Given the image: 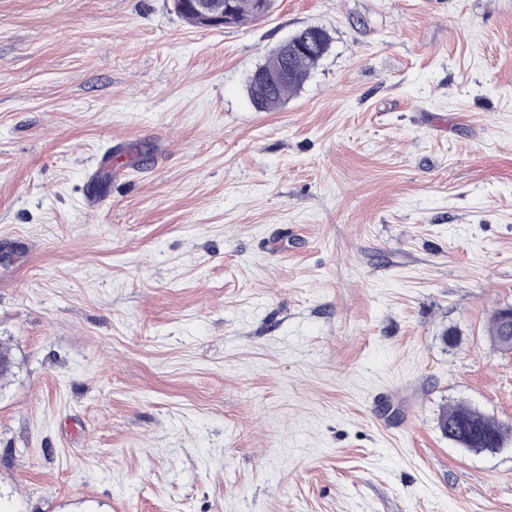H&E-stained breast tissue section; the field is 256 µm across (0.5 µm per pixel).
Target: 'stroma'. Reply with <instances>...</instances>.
I'll list each match as a JSON object with an SVG mask.
<instances>
[{"label": "stroma", "mask_w": 512, "mask_h": 512, "mask_svg": "<svg viewBox=\"0 0 512 512\" xmlns=\"http://www.w3.org/2000/svg\"><path fill=\"white\" fill-rule=\"evenodd\" d=\"M510 304L512 0H0V512H512ZM194 7L207 26L229 27L232 25L233 9L225 5L226 0H193ZM292 42L309 48V51H289L288 54L287 40L283 43V47L288 55L282 54L279 46H277L265 62L256 68L248 80V95L254 106L261 112L277 110L288 98V95L300 88L310 72L319 65L327 53L330 46V36L323 28L307 27L292 35ZM282 70L288 71V78L278 83L286 77V73L283 72L267 79L265 84L267 91L271 89V86L278 84L270 92L262 91L260 77L262 75H275ZM495 313L498 314L503 323V336H511L512 340V305L498 308ZM495 313L491 319V339L501 349L512 350V344L505 341L501 336V326ZM439 428L453 444L466 451H495L512 443V424L491 418L465 403L442 411Z\"/></svg>", "instance_id": "1"}]
</instances>
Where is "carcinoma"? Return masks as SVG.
<instances>
[{
	"label": "carcinoma",
	"mask_w": 512,
	"mask_h": 512,
	"mask_svg": "<svg viewBox=\"0 0 512 512\" xmlns=\"http://www.w3.org/2000/svg\"><path fill=\"white\" fill-rule=\"evenodd\" d=\"M292 42L309 48V51H292L285 55L276 48L248 80V95L261 112L277 110L288 95L300 88L327 53L330 36L323 28L307 27L292 35ZM282 70L288 71V78L275 85L271 91H262L260 76L275 75ZM14 367L11 347L0 342V382L13 375ZM439 428L449 441L466 451H495L512 443L511 423L491 418L462 402L442 411Z\"/></svg>",
	"instance_id": "1"
}]
</instances>
